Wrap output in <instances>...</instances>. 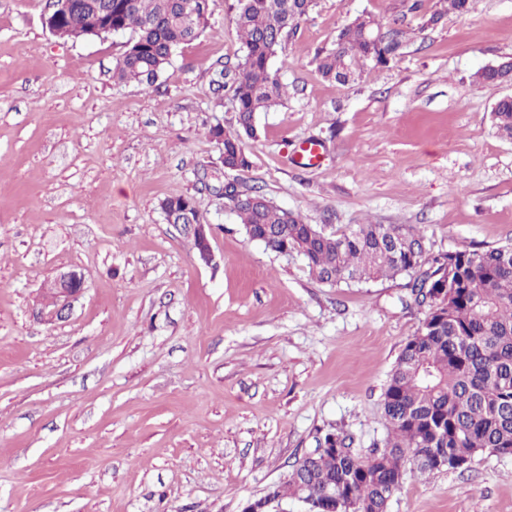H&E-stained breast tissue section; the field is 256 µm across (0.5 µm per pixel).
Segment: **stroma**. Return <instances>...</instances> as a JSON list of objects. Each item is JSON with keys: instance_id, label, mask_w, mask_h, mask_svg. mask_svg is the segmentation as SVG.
I'll list each match as a JSON object with an SVG mask.
<instances>
[{"instance_id": "stroma-1", "label": "stroma", "mask_w": 512, "mask_h": 512, "mask_svg": "<svg viewBox=\"0 0 512 512\" xmlns=\"http://www.w3.org/2000/svg\"><path fill=\"white\" fill-rule=\"evenodd\" d=\"M232 2L148 88L113 77L128 34L66 42L45 0H0V512H241L325 434L362 454L387 436L384 389L424 318L406 278L320 283L201 188L223 170L211 126H237L215 89L241 54ZM411 2L316 0L271 62L284 103L257 114L252 165L223 182L328 231L415 225L434 254L512 241V142L489 118L508 89L474 78L512 57V0L433 27L439 0ZM364 13L406 47L326 80L318 54ZM178 195L211 227L210 262L160 209ZM67 269L84 293L37 321L42 283ZM388 512H512V456L407 471Z\"/></svg>"}]
</instances>
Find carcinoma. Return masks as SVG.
I'll use <instances>...</instances> for the list:
<instances>
[{
    "label": "carcinoma",
    "instance_id": "cac0c4a2",
    "mask_svg": "<svg viewBox=\"0 0 512 512\" xmlns=\"http://www.w3.org/2000/svg\"><path fill=\"white\" fill-rule=\"evenodd\" d=\"M213 0H112V31L134 40L116 61L113 77L150 87L170 66L174 52L208 26ZM315 0H234L243 53L231 73L237 128H211L223 145L224 163L250 168L244 139L257 137L255 116L282 103L283 84L271 69L292 31ZM67 25L95 37L100 18L83 9L62 14ZM407 32L361 14L344 25L333 47L318 55L322 76L338 84L387 66L402 53ZM512 80V59L481 68L475 81ZM500 138L512 140V97L491 108ZM246 235L277 253L297 252L316 278L330 286L409 278L407 287L425 308L419 332L402 348L383 393L389 433L383 449L362 455L352 440L328 433L322 447L297 459L286 480L268 495L295 498L309 512H387L405 474L464 470L490 450L512 455V243L430 255L425 236L411 224H355L326 232L272 201L256 208L224 194ZM195 216L191 196L160 203Z\"/></svg>",
    "mask_w": 512,
    "mask_h": 512
}]
</instances>
